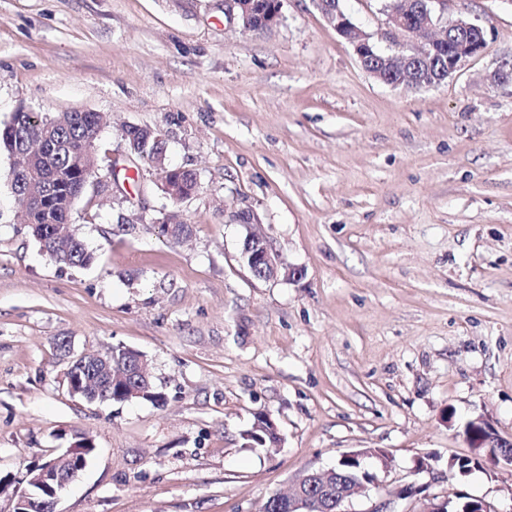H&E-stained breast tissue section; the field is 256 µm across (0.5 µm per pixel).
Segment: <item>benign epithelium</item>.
Returning <instances> with one entry per match:
<instances>
[{
  "label": "benign epithelium",
  "instance_id": "1",
  "mask_svg": "<svg viewBox=\"0 0 512 512\" xmlns=\"http://www.w3.org/2000/svg\"><path fill=\"white\" fill-rule=\"evenodd\" d=\"M325 21L334 27L336 33L353 45L358 60L365 71L377 80L392 86L401 84L415 87H426L428 83L416 78L417 70L428 64L433 57L435 42L444 39L448 42V58L445 61L446 77L458 71L467 59L481 53L486 46L485 33L482 26L464 16L448 22L443 35L436 34L443 20L447 0H420L417 6V18L408 20L405 11L397 9L393 3L384 7L385 35L401 33L406 41L395 43L394 49L384 56L373 52L371 37L360 30L341 10L328 11L327 0H312ZM26 171L14 168L10 171V182L15 194L23 200L30 211H42L47 200L42 195H30L25 190ZM232 221L251 229L260 224V219L250 206H242L231 214ZM241 259L251 275L258 280H273L283 277L295 281L303 276V270L285 264L278 251L266 237L251 233L248 244L242 247ZM60 355L68 361L65 372L68 391L73 396H83L79 382L74 374L78 370L94 374L101 380L102 386L96 389L94 400L106 402L112 398V363L95 353L74 354L66 340L58 342ZM467 443H475L478 448H495L496 455L512 465V442L502 438L483 417H478L464 429ZM372 461L374 466L388 472L392 458L382 448H357L343 455L336 466L327 470L310 471L303 476L309 483L321 485V492L312 495L302 491V482L295 485L296 494L288 496V512H329L327 507L336 505L339 512H346L344 506L357 495L369 496L372 487L380 484L375 473L369 471L365 463ZM353 465L358 474H348L346 479L336 478L331 483L327 477L338 472L339 467ZM87 463L75 458V450L65 451L50 457L30 482L41 485L47 497L33 503L40 512H57L56 505L60 493L70 485L86 469ZM455 502L450 499L443 501L429 500L420 512H470L465 507L458 511Z\"/></svg>",
  "mask_w": 512,
  "mask_h": 512
}]
</instances>
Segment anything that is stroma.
<instances>
[{"mask_svg":"<svg viewBox=\"0 0 512 512\" xmlns=\"http://www.w3.org/2000/svg\"><path fill=\"white\" fill-rule=\"evenodd\" d=\"M384 0H341L385 44ZM243 30L224 0H0V124L21 108L104 114L71 223L96 259L68 267L22 224L0 153V478L92 440L57 512H260L312 470L383 448L397 512L487 497L512 512V465L462 476L464 426L512 439V0H450L485 50L444 83L391 86L312 0ZM160 129L192 170L175 203L123 125ZM122 195H113V182ZM249 205L304 276L253 278ZM192 233L162 236L164 212ZM74 353L145 355L160 402L71 396ZM269 413L274 451L242 433ZM434 473L412 475L417 457Z\"/></svg>","mask_w":512,"mask_h":512,"instance_id":"35a3bbf8","label":"stroma"}]
</instances>
